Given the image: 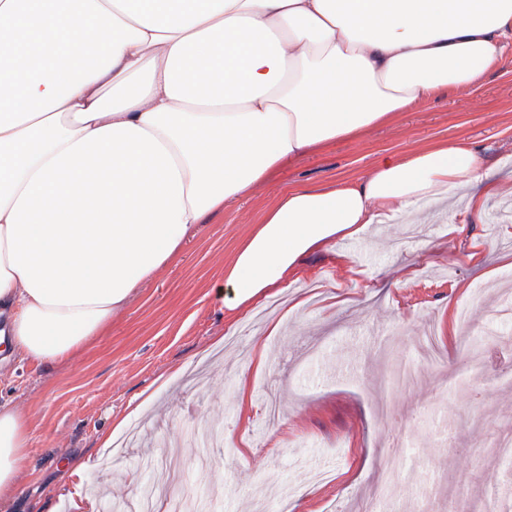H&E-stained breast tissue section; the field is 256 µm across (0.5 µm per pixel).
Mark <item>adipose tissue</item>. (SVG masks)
Here are the masks:
<instances>
[{
	"mask_svg": "<svg viewBox=\"0 0 512 512\" xmlns=\"http://www.w3.org/2000/svg\"><path fill=\"white\" fill-rule=\"evenodd\" d=\"M512 41V0H0V372L56 366L179 264L207 217L286 165L475 87ZM502 185L473 144L265 206L224 269L229 314L371 225ZM32 431L0 398V504Z\"/></svg>",
	"mask_w": 512,
	"mask_h": 512,
	"instance_id": "obj_1",
	"label": "adipose tissue"
}]
</instances>
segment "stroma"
Masks as SVG:
<instances>
[{"label": "stroma", "mask_w": 512, "mask_h": 512, "mask_svg": "<svg viewBox=\"0 0 512 512\" xmlns=\"http://www.w3.org/2000/svg\"><path fill=\"white\" fill-rule=\"evenodd\" d=\"M459 139L512 185V44L475 90L306 156L209 217L183 261L113 317L107 339L67 364L26 363L1 380L34 437L13 512H105L64 498L61 462L73 455L91 458L85 484L105 485L120 512H139L168 469L193 512H257L253 494L273 473L290 493L270 512H366L377 496L386 512H448L462 489L512 504V465L490 453L512 439V389L468 376L458 356L485 339L512 356V195L490 200L477 219L427 207L337 242L305 262L293 289L306 303L296 310L281 300L230 316L218 289L280 193ZM476 250L477 265L466 259ZM352 262L363 272L356 284ZM259 346L261 371L252 362ZM242 382L254 401L245 411ZM123 417L145 442L106 450L104 433Z\"/></svg>", "instance_id": "obj_1"}]
</instances>
